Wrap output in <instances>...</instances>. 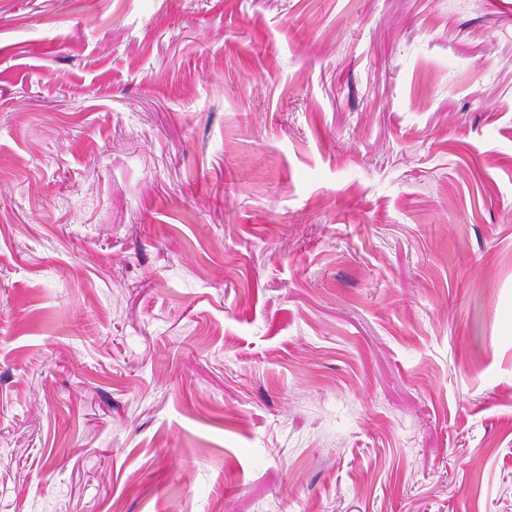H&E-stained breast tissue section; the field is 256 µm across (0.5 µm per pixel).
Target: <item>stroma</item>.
<instances>
[{"label": "stroma", "instance_id": "stroma-1", "mask_svg": "<svg viewBox=\"0 0 512 512\" xmlns=\"http://www.w3.org/2000/svg\"><path fill=\"white\" fill-rule=\"evenodd\" d=\"M0 512H512V0H0Z\"/></svg>", "mask_w": 512, "mask_h": 512}]
</instances>
